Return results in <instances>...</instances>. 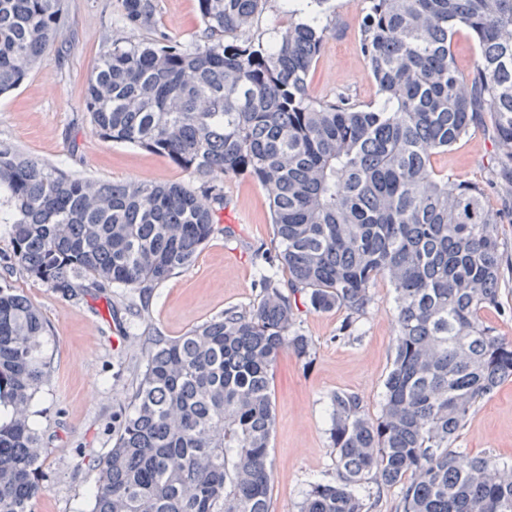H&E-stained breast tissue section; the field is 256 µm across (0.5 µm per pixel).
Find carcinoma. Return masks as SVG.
Returning <instances> with one entry per match:
<instances>
[{
    "label": "carcinoma",
    "instance_id": "cac0c4a2",
    "mask_svg": "<svg viewBox=\"0 0 512 512\" xmlns=\"http://www.w3.org/2000/svg\"><path fill=\"white\" fill-rule=\"evenodd\" d=\"M266 2L197 0L204 45L114 36L87 79L96 136L162 156L199 186L93 180L0 142L5 270L68 298L135 296L133 319L218 232L226 199L214 176H247L269 200L276 249L261 252L260 301L148 338L90 512H271L274 369L286 350L315 354L294 297L346 309L350 328L379 279L397 315L380 414L354 394L330 396L336 477L311 482L300 512H374L371 483L401 485L396 512H512V465L477 456L462 466L449 450L476 402L512 379V339L480 317L503 307L500 224L483 185L432 166L485 116L493 179L512 184V0H360L377 102L309 93L329 0H304V18L288 0L272 42L248 35ZM121 5L125 25L154 26L157 0ZM64 24L62 0H0V95L46 60ZM463 31L478 49L466 78L452 51ZM48 335L41 311L0 284V512H34L45 489L31 403Z\"/></svg>",
    "mask_w": 512,
    "mask_h": 512
}]
</instances>
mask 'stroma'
Here are the masks:
<instances>
[{"mask_svg": "<svg viewBox=\"0 0 512 512\" xmlns=\"http://www.w3.org/2000/svg\"><path fill=\"white\" fill-rule=\"evenodd\" d=\"M331 2L337 7L333 30L311 73L309 91L318 99L341 93L373 100L376 87L359 47L361 12L353 2ZM157 3L154 28L126 29L129 40L145 42L161 31L188 44L203 43L197 0ZM65 12L66 26L48 61L0 97V140L100 181L191 182V175L169 160L102 140L91 130L83 107L84 86L113 29L122 24L121 0H65ZM494 152L493 130L484 122L448 152L436 155L433 165L449 177L485 185V203L500 217L507 246L504 261L511 265L512 186L493 182ZM224 196L229 233H215L194 264L156 288L136 333H129L124 305L112 291L73 299L13 275L14 286L41 309L49 325L45 354L51 372L31 406L45 448L46 474L35 512H87L94 464L112 446V414L130 401L143 369L141 346L147 337H178L225 309L257 305L254 254L275 247L267 194L248 177L228 175ZM371 294L366 313L352 325L340 308L317 312L301 304L295 311L297 326L311 338L315 355L307 363L283 353L274 375L272 512H300L309 482L335 477L336 455L329 440L332 393L359 396L370 417L380 412L397 322L390 285L378 280ZM451 449L464 460L484 455L512 463V381L476 403Z\"/></svg>", "mask_w": 512, "mask_h": 512, "instance_id": "1", "label": "stroma"}]
</instances>
